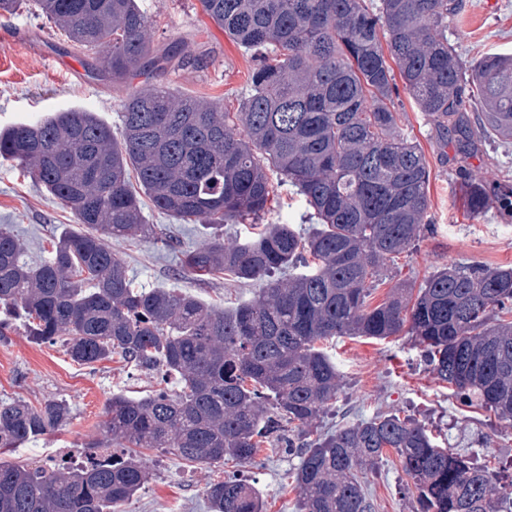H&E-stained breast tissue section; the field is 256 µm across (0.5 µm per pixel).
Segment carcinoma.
<instances>
[{"label": "carcinoma", "mask_w": 512, "mask_h": 512, "mask_svg": "<svg viewBox=\"0 0 512 512\" xmlns=\"http://www.w3.org/2000/svg\"><path fill=\"white\" fill-rule=\"evenodd\" d=\"M201 11L256 62L239 111L155 86L121 104L122 135L81 108L0 130V158L17 163L82 226L51 236L49 257L24 261L0 228V339L20 325L35 344H61L85 365L117 354L173 379L105 406L101 439L115 448L90 467L0 459V512H114L151 479L140 449L211 465L250 462L260 444L299 459V512H374L359 473L396 451L417 512H512L469 455L437 446L424 425L393 413L342 426L313 443L304 428L336 402L340 375L319 343L342 336L410 335L428 370L468 403L512 424V267L451 264L418 288L372 307L386 260L427 230L430 178L418 146L390 108L395 77L466 156L487 138L512 139V55L466 64L448 43L459 0H198ZM39 15L92 57L98 80L197 68L202 58L154 49L138 0H33ZM478 125L463 121L471 105ZM303 197L315 228L262 224L266 169ZM135 171L141 192L132 190ZM180 221L207 220V237L181 252L183 273L258 284L234 309L187 293L133 285L114 239L176 249L148 224L142 197ZM466 207L491 198L512 217V188L466 185ZM262 225L245 241L224 225ZM72 410L0 400V455L59 430ZM210 512H263L259 492L235 478L210 481Z\"/></svg>", "instance_id": "obj_1"}]
</instances>
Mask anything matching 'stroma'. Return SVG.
<instances>
[{
  "label": "stroma",
  "mask_w": 512,
  "mask_h": 512,
  "mask_svg": "<svg viewBox=\"0 0 512 512\" xmlns=\"http://www.w3.org/2000/svg\"><path fill=\"white\" fill-rule=\"evenodd\" d=\"M139 5L150 19L154 47L180 43L188 51L204 53L205 66L134 76L115 85L92 79L80 58L66 53L61 35L27 6L13 16H0V30L20 31L17 41L0 42V128L81 107L117 133L122 129V100L149 84L217 100L226 111H237L251 86L250 54L198 10L196 0H139ZM448 41L467 62L511 51L512 0H464L461 15L448 25ZM395 112L400 132L420 146L430 167L431 230L388 266L372 295L375 305L400 282L420 286L452 263L512 264V220L493 205L470 216L464 204L466 181L492 184L512 178V142L491 139L463 156L456 150L454 134L436 129L407 93H400ZM75 224L68 207L35 185L15 163L0 159V226L22 242L24 260L46 259V238ZM112 250L140 288L189 293L218 308L252 301L258 294L256 284L228 276L187 278L176 253L149 242L116 240ZM327 352L341 374L342 387L335 404L321 416L320 429L354 425L376 412L392 411L425 424L439 447L467 452L478 464L488 465L497 484L512 477V430L492 412L456 399L447 384L428 371L411 336L383 341L345 336L334 339ZM156 388L154 373L119 359L88 367L73 362L60 345L32 343L20 329L9 332L0 341V399L33 404L63 399L71 405L73 418L62 430L17 449L7 459L45 464L80 454L85 443L99 437L104 407L113 393L141 397ZM144 455L152 478L120 512H209L206 484L232 476L262 494L266 512H299L292 464L270 446L260 448L251 464L203 466L154 449ZM362 479L375 512H416V502L404 491L407 477L394 450H387L378 468Z\"/></svg>",
  "instance_id": "stroma-1"
}]
</instances>
